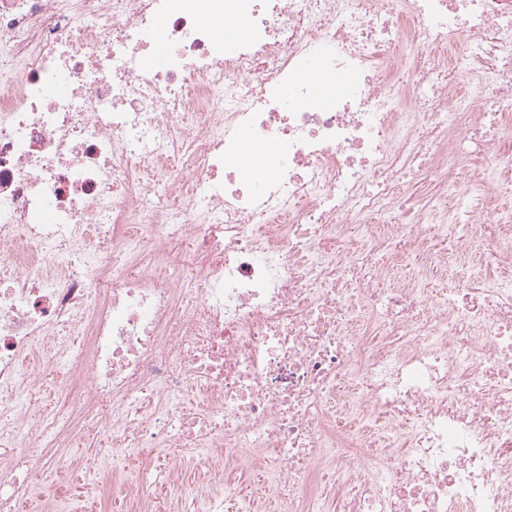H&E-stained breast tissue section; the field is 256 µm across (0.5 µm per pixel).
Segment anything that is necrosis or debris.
<instances>
[{"mask_svg":"<svg viewBox=\"0 0 512 512\" xmlns=\"http://www.w3.org/2000/svg\"><path fill=\"white\" fill-rule=\"evenodd\" d=\"M510 130L512 0H0V512L107 433L172 451L174 512H227L245 460L288 512H512ZM150 469L95 487L154 512Z\"/></svg>","mask_w":512,"mask_h":512,"instance_id":"necrosis-or-debris-1","label":"necrosis or debris"}]
</instances>
